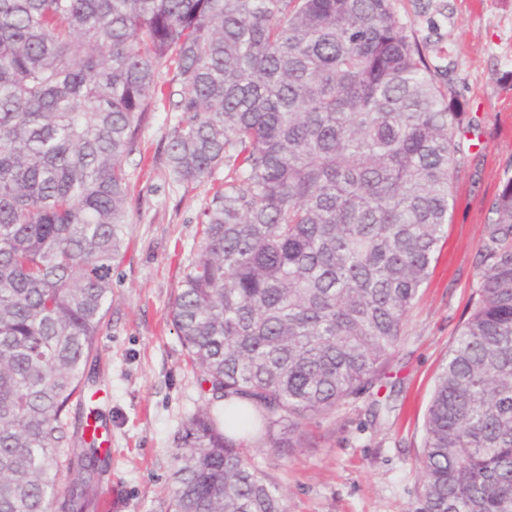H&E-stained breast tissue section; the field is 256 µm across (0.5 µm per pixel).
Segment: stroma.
I'll return each mask as SVG.
<instances>
[{
  "label": "stroma",
  "mask_w": 512,
  "mask_h": 512,
  "mask_svg": "<svg viewBox=\"0 0 512 512\" xmlns=\"http://www.w3.org/2000/svg\"><path fill=\"white\" fill-rule=\"evenodd\" d=\"M466 112L480 122L476 160L462 172L448 239L409 314L389 375L369 393L305 428L291 454L248 444L262 475L281 487L287 512H420L424 415L435 376L478 278L489 201L512 165V0H393ZM173 121L151 113L128 160V247L112 271V305L88 360L90 399L64 417L74 433L100 414L111 447L98 496L114 512H170L173 453L183 424L221 401L194 368L171 322L184 267L202 237V210L216 171L203 182L174 181L162 162ZM388 402L373 419L374 401Z\"/></svg>",
  "instance_id": "35a3bbf8"
}]
</instances>
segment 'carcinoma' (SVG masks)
Returning <instances> with one entry per match:
<instances>
[{
	"instance_id": "carcinoma-1",
	"label": "carcinoma",
	"mask_w": 512,
	"mask_h": 512,
	"mask_svg": "<svg viewBox=\"0 0 512 512\" xmlns=\"http://www.w3.org/2000/svg\"><path fill=\"white\" fill-rule=\"evenodd\" d=\"M172 76L160 83L158 71ZM393 0H0V512H97L63 416L127 247L126 160L156 110L169 175L224 166L172 305L224 415H191L170 512H285L248 455L372 388L448 237L479 123ZM424 421L421 512H512V170ZM245 400L246 412L235 407Z\"/></svg>"
}]
</instances>
